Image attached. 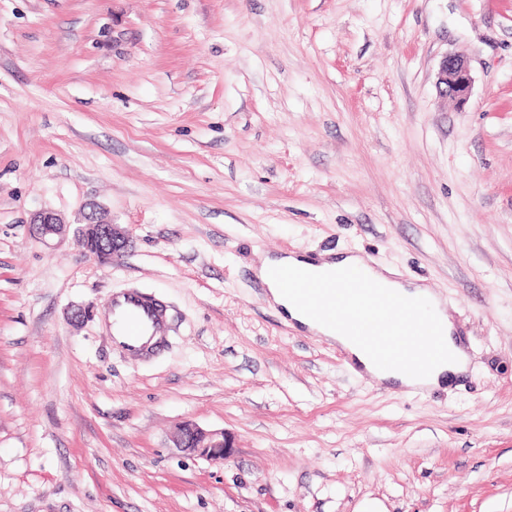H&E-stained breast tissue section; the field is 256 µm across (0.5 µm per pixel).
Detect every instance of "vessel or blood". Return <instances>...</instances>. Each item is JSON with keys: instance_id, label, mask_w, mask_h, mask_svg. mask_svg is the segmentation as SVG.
I'll list each match as a JSON object with an SVG mask.
<instances>
[{"instance_id": "1", "label": "vessel or blood", "mask_w": 512, "mask_h": 512, "mask_svg": "<svg viewBox=\"0 0 512 512\" xmlns=\"http://www.w3.org/2000/svg\"><path fill=\"white\" fill-rule=\"evenodd\" d=\"M278 277L284 294L331 321L340 318L347 297H355L357 317L347 327L378 362H397L421 372L437 359L434 322L424 306L397 302L385 289L371 286L360 268L352 266L338 278L317 280L304 269L285 267ZM105 312L112 317L113 344L142 358L153 355L171 329L166 305L136 288L113 295Z\"/></svg>"}]
</instances>
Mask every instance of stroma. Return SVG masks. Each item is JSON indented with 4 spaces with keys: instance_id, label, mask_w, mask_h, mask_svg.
Returning <instances> with one entry per match:
<instances>
[{
    "instance_id": "stroma-1",
    "label": "stroma",
    "mask_w": 512,
    "mask_h": 512,
    "mask_svg": "<svg viewBox=\"0 0 512 512\" xmlns=\"http://www.w3.org/2000/svg\"><path fill=\"white\" fill-rule=\"evenodd\" d=\"M91 201L132 236L112 262L29 229ZM279 252L425 285L466 373L357 372L268 301ZM131 287L172 308L147 360L98 320ZM184 422L233 457L175 447ZM367 500L512 512V0H0V512ZM473 78L466 58L456 54L445 55L440 61L435 87L443 98H449L464 107L471 96Z\"/></svg>"
}]
</instances>
